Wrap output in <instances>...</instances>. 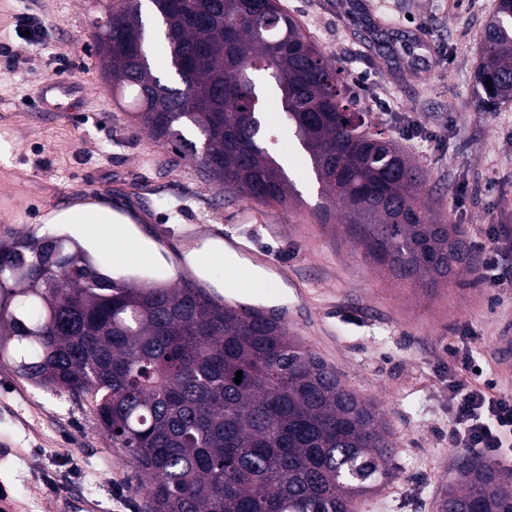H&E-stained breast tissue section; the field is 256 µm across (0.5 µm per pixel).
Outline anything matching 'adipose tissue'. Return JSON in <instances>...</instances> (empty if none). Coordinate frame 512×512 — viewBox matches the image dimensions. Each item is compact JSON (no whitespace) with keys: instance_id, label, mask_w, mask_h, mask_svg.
Masks as SVG:
<instances>
[{"instance_id":"ef3b65f1","label":"adipose tissue","mask_w":512,"mask_h":512,"mask_svg":"<svg viewBox=\"0 0 512 512\" xmlns=\"http://www.w3.org/2000/svg\"><path fill=\"white\" fill-rule=\"evenodd\" d=\"M61 218L65 223L79 225L86 236L110 251L115 265H124L127 255L144 248L129 225L114 221L111 211L107 209L75 207L62 213ZM190 260L205 271L247 270L250 281L255 284L272 278L266 269L249 265L243 256L221 243L206 246L204 250L192 254Z\"/></svg>"}]
</instances>
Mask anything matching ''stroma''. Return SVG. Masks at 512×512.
Masks as SVG:
<instances>
[{"instance_id": "stroma-1", "label": "stroma", "mask_w": 512, "mask_h": 512, "mask_svg": "<svg viewBox=\"0 0 512 512\" xmlns=\"http://www.w3.org/2000/svg\"><path fill=\"white\" fill-rule=\"evenodd\" d=\"M325 54L342 67L355 98L379 95L370 113L428 176L433 214L478 241L489 224L512 225V101L476 110L483 32L497 0H282ZM98 0H0V243L78 238L47 210H124L153 256L146 266L111 265L113 277L196 281L223 299L219 277L188 261L233 236L263 267L288 271V330L355 392L378 403L394 436L391 478L356 512H439L463 448L448 443L450 345L467 348L486 378L512 390L497 365L512 329V285L441 287L396 283L322 224V202L296 135L270 143L301 196L292 208L259 205L216 188L199 167L154 143L112 96L93 37ZM32 19L39 41L24 36ZM424 27L429 65L391 77L368 33L384 24ZM140 476L101 431L94 402L20 379L0 361V496L16 512H149Z\"/></svg>"}]
</instances>
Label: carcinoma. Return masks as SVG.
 I'll list each match as a JSON object with an SVG mask.
<instances>
[{"label":"carcinoma","mask_w":512,"mask_h":512,"mask_svg":"<svg viewBox=\"0 0 512 512\" xmlns=\"http://www.w3.org/2000/svg\"><path fill=\"white\" fill-rule=\"evenodd\" d=\"M95 34L116 96L153 142L200 162L257 204L297 194L267 141L278 100L364 257L432 291L476 280L479 254L434 219L425 175L342 94L346 78L280 0H121ZM163 45L164 76L152 72ZM476 80L512 101V0H498ZM45 388L96 403L135 462L151 512H353L390 478L396 444L354 392L278 319L248 316L193 283L117 284L77 243L0 244V359ZM242 371L236 384V371ZM440 512H512V483L465 460Z\"/></svg>","instance_id":"obj_1"}]
</instances>
